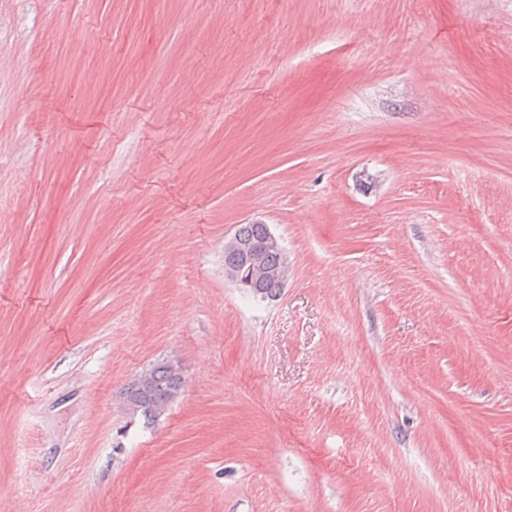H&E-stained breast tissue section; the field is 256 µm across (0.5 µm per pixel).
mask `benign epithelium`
Listing matches in <instances>:
<instances>
[{"mask_svg": "<svg viewBox=\"0 0 512 512\" xmlns=\"http://www.w3.org/2000/svg\"><path fill=\"white\" fill-rule=\"evenodd\" d=\"M280 247L279 239L273 234L268 233L266 240L258 245H251L238 236H233L224 242V251L237 257V262L224 267V274L227 279L235 282L239 286L260 287L261 283L274 277L281 282L288 279L289 267L288 261H283L281 266L275 270H270L264 266L263 253L267 248Z\"/></svg>", "mask_w": 512, "mask_h": 512, "instance_id": "1", "label": "benign epithelium"}]
</instances>
